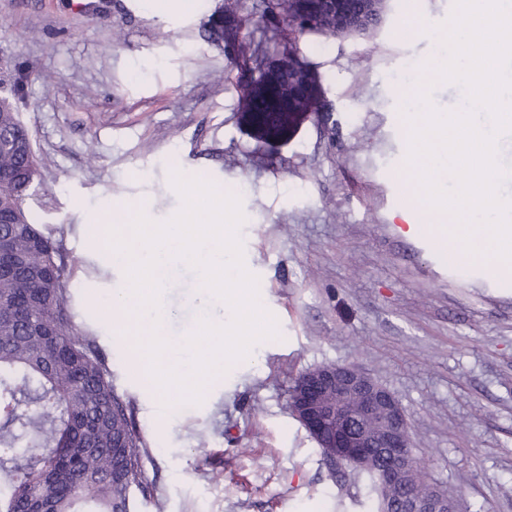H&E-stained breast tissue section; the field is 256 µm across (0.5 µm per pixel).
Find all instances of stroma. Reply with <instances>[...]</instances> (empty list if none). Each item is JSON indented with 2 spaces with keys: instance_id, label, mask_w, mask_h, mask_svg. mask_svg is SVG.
Listing matches in <instances>:
<instances>
[{
  "instance_id": "stroma-1",
  "label": "stroma",
  "mask_w": 512,
  "mask_h": 512,
  "mask_svg": "<svg viewBox=\"0 0 512 512\" xmlns=\"http://www.w3.org/2000/svg\"><path fill=\"white\" fill-rule=\"evenodd\" d=\"M455 4L388 0L372 33L326 37L262 24V0H241L263 61L292 44L332 105L271 143L248 125L207 35L224 0H0V95L22 79L40 170L26 207L58 245L72 321L143 441L136 512H367L365 478L331 473L289 409L301 373L348 363L399 399L416 456L460 512H512V286L449 264L398 215L407 138L394 79L432 57L431 31ZM410 17L425 27L405 37ZM176 171L239 197L244 262L278 335L170 413L104 313L124 275L94 269L79 228L144 205L169 220L182 206ZM197 284L171 264L170 335L205 318Z\"/></svg>"
}]
</instances>
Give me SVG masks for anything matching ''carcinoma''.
<instances>
[{"label":"carcinoma","mask_w":512,"mask_h":512,"mask_svg":"<svg viewBox=\"0 0 512 512\" xmlns=\"http://www.w3.org/2000/svg\"><path fill=\"white\" fill-rule=\"evenodd\" d=\"M292 0H267L261 19L285 18ZM225 0L210 36L234 67L225 81L244 98L259 64L242 51L247 19ZM28 146L0 152V210L19 206L21 223L1 224L14 267L0 277V512H132L130 491H146L142 442L112 388L94 341L73 324L66 267L55 242L25 209L23 174L37 169L15 100L0 97V142ZM381 465L358 474L369 483L372 512H394L410 487L383 484Z\"/></svg>","instance_id":"1"}]
</instances>
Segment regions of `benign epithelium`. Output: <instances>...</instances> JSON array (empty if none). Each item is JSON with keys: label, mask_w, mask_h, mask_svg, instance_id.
Returning <instances> with one entry per match:
<instances>
[{"label": "benign epithelium", "mask_w": 512, "mask_h": 512, "mask_svg": "<svg viewBox=\"0 0 512 512\" xmlns=\"http://www.w3.org/2000/svg\"><path fill=\"white\" fill-rule=\"evenodd\" d=\"M388 0H294L288 27L346 35L381 18ZM264 83L249 107V123H262L266 133L292 131L305 112H316L328 100L312 70L293 57L264 67ZM290 410L319 447L331 468L343 464L363 469L373 449L392 465L384 470L388 484L405 479L410 434L406 414L396 396L356 365L330 364L311 369L298 379ZM409 512H446L448 499L422 491L406 503Z\"/></svg>", "instance_id": "obj_1"}]
</instances>
